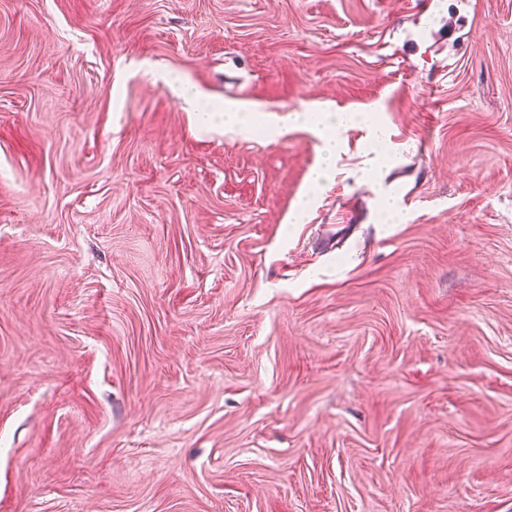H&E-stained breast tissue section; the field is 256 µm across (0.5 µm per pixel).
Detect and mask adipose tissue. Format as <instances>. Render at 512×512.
I'll return each instance as SVG.
<instances>
[{"label":"adipose tissue","instance_id":"adipose-tissue-1","mask_svg":"<svg viewBox=\"0 0 512 512\" xmlns=\"http://www.w3.org/2000/svg\"><path fill=\"white\" fill-rule=\"evenodd\" d=\"M357 119L356 114L337 112L320 103H313L300 110L291 111L285 122L294 128H306L321 136L319 161L312 171L309 192L323 190L336 176V160L346 144L338 137L328 136L329 127L346 128Z\"/></svg>","mask_w":512,"mask_h":512}]
</instances>
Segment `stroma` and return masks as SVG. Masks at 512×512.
<instances>
[{
  "instance_id": "stroma-1",
  "label": "stroma",
  "mask_w": 512,
  "mask_h": 512,
  "mask_svg": "<svg viewBox=\"0 0 512 512\" xmlns=\"http://www.w3.org/2000/svg\"><path fill=\"white\" fill-rule=\"evenodd\" d=\"M0 512H512V0H0ZM291 112L283 119V124L279 128L278 134L282 135L288 132V124L294 128H306L318 135L322 140V146L319 153V161L312 171L310 185L304 198H309L312 193L316 195L317 191L323 190L328 184L332 183L336 176V159L346 144L338 137L325 136L324 131L331 126L336 128H347L357 119L368 123L369 117L359 113L336 112L320 103H312L300 110L285 111ZM369 138L374 141H381L384 133L381 127L372 122L367 124ZM240 107L227 106L224 108V114L227 119L224 120V130L239 135H250L253 133L254 113L238 112Z\"/></svg>"
}]
</instances>
